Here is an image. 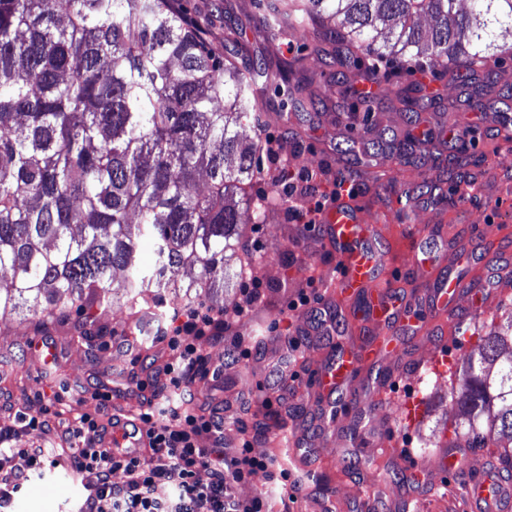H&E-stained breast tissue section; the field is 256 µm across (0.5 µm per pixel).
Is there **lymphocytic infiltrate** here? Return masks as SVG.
<instances>
[{"instance_id":"obj_1","label":"lymphocytic infiltrate","mask_w":512,"mask_h":512,"mask_svg":"<svg viewBox=\"0 0 512 512\" xmlns=\"http://www.w3.org/2000/svg\"><path fill=\"white\" fill-rule=\"evenodd\" d=\"M259 288L258 277L248 273L231 309L189 308L178 313L173 334L167 339L175 358L162 369L173 386H180L203 364V343L221 338L229 319L238 320L248 314L260 298ZM90 396L99 403L98 413L75 414L65 429L71 444L70 463L86 476L78 512H266V493L241 499L233 494V485L259 472L279 485L288 480L287 471L275 467L272 459L253 455L249 440H242L233 456H225L223 417L216 410L194 407L187 400L169 402L162 408L165 417L161 420L156 417L160 408L154 400H147L139 420L148 428L149 451L116 457L98 440L105 429L101 414L107 411L112 396L97 390ZM17 420L18 428L0 429V512H7L32 476L60 465L51 453L21 442L25 432L49 431L44 414L23 412ZM18 456L24 458V467L15 466ZM203 469L209 473L205 482L197 477ZM117 471L125 476L123 484L112 482Z\"/></svg>"}]
</instances>
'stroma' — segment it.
Here are the masks:
<instances>
[{
  "label": "stroma",
  "instance_id": "obj_1",
  "mask_svg": "<svg viewBox=\"0 0 512 512\" xmlns=\"http://www.w3.org/2000/svg\"><path fill=\"white\" fill-rule=\"evenodd\" d=\"M203 8L212 11L210 43L216 52H223L228 28L236 30L248 57H259L270 49L289 58L303 48L304 41L297 34L267 42L260 12L252 0H187L188 17H195ZM424 80L418 73L402 74L372 85L377 102L371 117L373 129L402 128V115L390 108L393 92L397 84ZM434 87L442 98L433 111L422 113L421 121L431 127L440 122L449 127H474L476 142L466 150L470 164L462 170L449 165L452 150L445 145L419 160H404L385 151L369 165L359 167L355 196L371 218L386 211L394 197L408 200V219L393 218L384 224L381 242L392 254L387 274L399 282L403 294L415 296L428 289L425 277L408 262L409 254L423 246L436 248L437 260L443 266L453 262L458 246H467L479 258L477 272L507 280L508 286L493 300L485 317L466 321L458 331L435 321L426 309H417L420 330L402 336L405 355L418 362L436 347H443L448 357L447 376L424 369L420 374L401 377L397 363H386L391 375L386 398L373 399L365 377H358L334 425L324 427L307 402L306 388L313 366L332 348L313 313L330 306L323 281L337 271L336 252L325 245L322 227L309 228L291 218L287 206L270 201L267 180H254L251 204L260 209L262 222L257 227L245 225L240 246L257 247L262 257L255 267L262 282L261 299L245 320L227 331L228 336L243 337L252 354L236 359L228 357L227 343L204 345L208 365L197 371L183 393L195 403L219 409L227 406L236 413L237 422L224 425L225 453H233L247 437L255 455L275 457L291 476L301 477L297 497H271V512H322L328 495L336 502L334 512H362L354 491L365 483H383L388 498L401 499L404 482L398 477L400 467L374 453L373 443L396 439L400 447L410 449L425 464H433L438 432L451 402L454 374L462 370L480 336L512 314V125L502 126L498 113L482 109L483 98L473 93L469 81H438ZM259 133L277 139L298 135L304 152L301 158L289 159V168L312 171L322 192L333 190L338 169L333 148L348 134L338 112L322 110L287 123L272 121L262 125ZM469 181L476 182L479 193L472 199H460L459 190ZM125 286L124 273H114L111 290L118 300L104 320L81 308L69 309L64 318L51 322L34 312L0 317V427L12 424V411L38 413L48 405V395L64 390L61 403L48 405L56 414L58 430L48 434L30 431L23 436L27 444L58 454L69 446L63 425L75 413L98 410L97 401L83 397V390L111 393L116 405L140 404L141 394L130 381L132 373L162 365L170 352L167 346L148 344L134 357L113 347L112 339L124 334L127 321L136 319L142 309L156 312L149 333L164 336L178 308L160 302V293L154 288L137 306H129L121 299ZM303 293L313 297L312 307L289 309V302ZM289 339L298 342L297 350L290 353L285 350ZM49 345L56 347L58 357L52 363H40L39 357ZM218 364L223 365L224 372L216 380L210 369ZM261 391L271 399L272 410L287 417L284 433H271L264 439L256 437L253 429L255 397ZM417 397L427 405L423 420L412 428L395 420L393 412L398 404ZM292 433L314 448L312 470H304L287 447L286 437ZM351 453L357 454L358 467L341 470V457ZM440 482L434 493L411 503L408 512H467L462 476L448 473ZM83 493L81 474L58 468L34 479L14 499L12 510L77 512Z\"/></svg>",
  "mask_w": 512,
  "mask_h": 512
}]
</instances>
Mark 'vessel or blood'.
Here are the masks:
<instances>
[{"label": "vessel or blood", "instance_id": "1", "mask_svg": "<svg viewBox=\"0 0 512 512\" xmlns=\"http://www.w3.org/2000/svg\"><path fill=\"white\" fill-rule=\"evenodd\" d=\"M326 240L339 256L340 274L329 282V291L337 305L346 307L361 302L369 311L366 341L340 348L316 367L309 386L310 398L323 414H332L334 401L345 392L357 371L379 365L400 352L396 337L385 335V327L403 325L410 317L408 307L393 282L381 279L379 272L384 254L374 242L381 233L380 225L369 222L364 210L347 192H340L331 206L318 216ZM499 292L491 280L464 279L458 276L437 278L423 301L436 316L458 317L461 312L480 313L482 302ZM132 413L113 415L112 430L102 436L104 446L148 449L146 431L132 432ZM438 466L429 469L423 461L408 465L407 485L422 492L435 481L437 473L460 472L467 480L462 487L468 512H512V482L503 480L497 464L474 468L473 451L469 448L441 447L437 450Z\"/></svg>", "mask_w": 512, "mask_h": 512}]
</instances>
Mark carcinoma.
<instances>
[{
    "mask_svg": "<svg viewBox=\"0 0 512 512\" xmlns=\"http://www.w3.org/2000/svg\"><path fill=\"white\" fill-rule=\"evenodd\" d=\"M258 2L270 39L306 27L304 54L221 56L207 43L210 16L188 21L180 0H0L1 315L52 314L93 294L110 307L117 270L131 304L155 286L224 287L261 175V137L243 136L245 123L314 109L309 74L325 66L347 90L379 82L371 56L476 76L502 62L497 32L512 29V0ZM434 105L419 84L391 99L408 127ZM360 112L369 126L374 105L362 99L346 125ZM386 148L404 156L418 143L391 129L335 145L348 163ZM143 240L156 255L149 270ZM448 421L512 472V320L482 337Z\"/></svg>",
    "mask_w": 512,
    "mask_h": 512,
    "instance_id": "obj_1",
    "label": "carcinoma"
}]
</instances>
